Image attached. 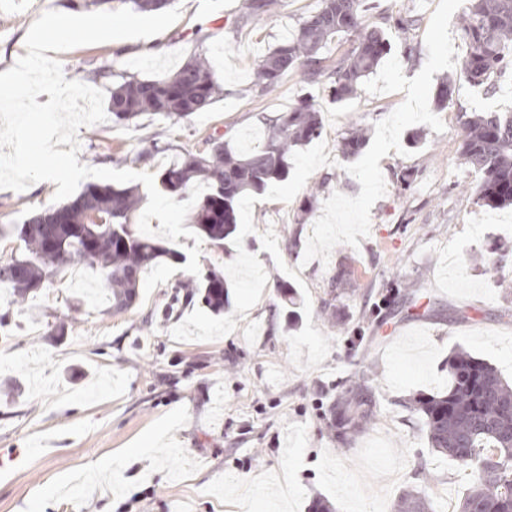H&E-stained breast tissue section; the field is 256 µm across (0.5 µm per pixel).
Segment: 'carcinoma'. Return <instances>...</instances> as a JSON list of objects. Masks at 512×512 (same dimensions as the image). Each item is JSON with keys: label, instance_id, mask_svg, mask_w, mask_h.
Wrapping results in <instances>:
<instances>
[{"label": "carcinoma", "instance_id": "carcinoma-1", "mask_svg": "<svg viewBox=\"0 0 512 512\" xmlns=\"http://www.w3.org/2000/svg\"><path fill=\"white\" fill-rule=\"evenodd\" d=\"M115 3L152 13L167 8L171 0H86L88 6L110 9ZM275 4L276 0H243V18L267 15ZM367 10L368 0H320L314 14L262 58L255 71L257 80L271 90L293 72L310 83L330 74L332 99H353L389 50L383 30L366 23ZM459 31L466 47L462 73L473 86L491 89L495 78L512 67V0H468ZM343 35L355 37L356 47L337 58L330 71L323 51ZM454 89L451 76L437 84L438 108L448 106ZM217 93L208 60L198 54L165 78L123 79L112 87L109 110L117 122H129L145 112L180 119L205 111ZM260 121L266 133L259 146L237 150L210 136L203 150L185 154L159 175L161 188L172 193L197 182L209 186L191 214V224L219 247L235 232L237 202L285 179L294 150L322 132L319 110L304 98L286 112L260 116ZM460 129L459 154L480 175L472 188L475 203L511 206L512 113L464 112ZM366 141L363 127L351 129L342 140V155L357 156ZM142 202L137 187L91 184L53 212L30 216L15 227L23 249L0 265V283L24 300L42 290L47 275L88 262L100 270L112 310L128 308L146 270L181 259L162 240L134 230L130 219ZM59 215L62 224L55 223ZM184 286L188 287L185 299L174 296L166 313L195 299L216 315L224 312L230 285L220 272L209 267ZM413 410L420 416L432 452L476 476L459 502L460 512H512V482L506 485L495 474L496 462L512 456V383L492 364L459 348L448 360V391L418 399ZM329 413V427L340 443L346 445L363 433L379 413L372 379L365 373L352 376ZM396 512L433 510L426 496L411 490L399 497Z\"/></svg>", "mask_w": 512, "mask_h": 512}]
</instances>
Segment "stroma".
<instances>
[{
  "instance_id": "35a3bbf8",
  "label": "stroma",
  "mask_w": 512,
  "mask_h": 512,
  "mask_svg": "<svg viewBox=\"0 0 512 512\" xmlns=\"http://www.w3.org/2000/svg\"><path fill=\"white\" fill-rule=\"evenodd\" d=\"M372 2L369 23L401 15L415 24L388 30L389 53L343 103L298 74L269 93L254 80L258 61L320 0H277L255 21L241 19V0H174L181 16L155 38L57 53L66 80L107 95L122 77L160 79L199 53L220 86L206 111L186 118L80 127L77 158L90 167L156 174L212 135L258 145V115L302 95L319 109L322 133L292 154L287 180L241 202L230 249L178 237L180 253L200 247L201 266L230 281L222 314L193 303L165 316L175 285L190 277L174 262L148 270L120 313L85 262L23 302L0 284V512H279L282 493L288 512H312L320 499L336 512H394L423 465L438 477L427 491L434 512H454L471 479L432 454L410 404L447 390L458 345L512 378V267L487 263L495 249H512V206L475 205L478 175L457 152L460 113L512 111V70L489 91L465 79L466 0ZM52 9L85 11L83 0H0V73ZM100 66L107 74L87 80ZM449 74L455 90L440 110L434 91ZM357 125L367 144L344 158L340 142ZM152 143L150 159L138 160ZM55 190L48 181L0 189V263L18 246L15 225L54 207ZM339 272L345 283L331 302ZM394 280L412 291L384 303ZM286 284L298 293L294 328ZM361 370L373 376L381 412L341 450L329 407ZM259 482L267 493H253Z\"/></svg>"
}]
</instances>
